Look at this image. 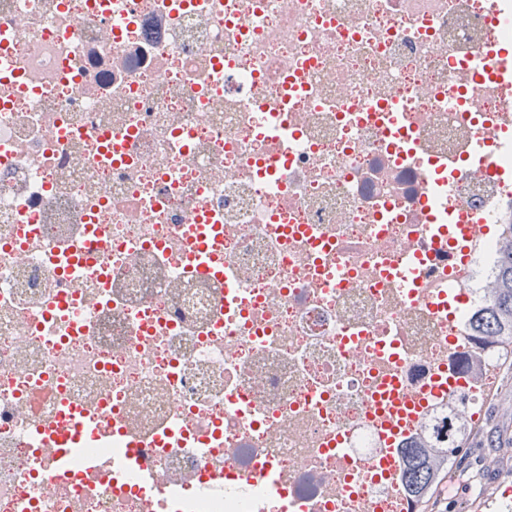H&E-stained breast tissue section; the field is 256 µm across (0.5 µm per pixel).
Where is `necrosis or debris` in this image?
<instances>
[{
    "label": "necrosis or debris",
    "mask_w": 512,
    "mask_h": 512,
    "mask_svg": "<svg viewBox=\"0 0 512 512\" xmlns=\"http://www.w3.org/2000/svg\"><path fill=\"white\" fill-rule=\"evenodd\" d=\"M489 0H0V512H413L375 408L443 370L473 422L500 235L437 247L441 161L512 84ZM399 116V139L383 128ZM464 161L444 212L502 224ZM419 285L398 287L405 255ZM466 298L432 312L447 289ZM82 410L53 475L49 427ZM225 491L207 481L227 467ZM160 485L144 487L147 476ZM496 66L492 71L486 67L482 57H474L470 61V68L479 77H493L497 81H512V48L510 45H497L494 49Z\"/></svg>",
    "instance_id": "obj_1"
}]
</instances>
